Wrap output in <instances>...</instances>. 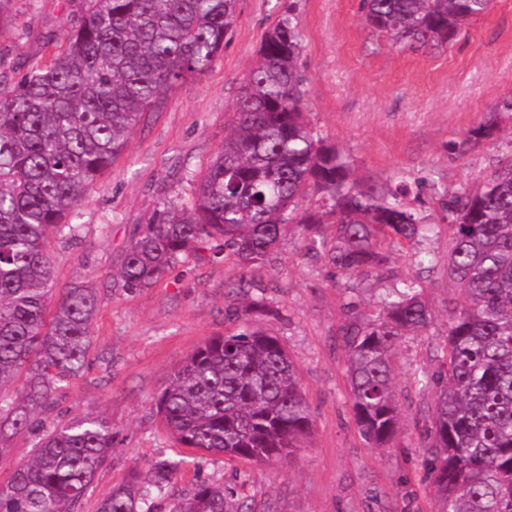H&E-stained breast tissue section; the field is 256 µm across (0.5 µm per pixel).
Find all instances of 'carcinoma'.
Segmentation results:
<instances>
[{
	"mask_svg": "<svg viewBox=\"0 0 512 512\" xmlns=\"http://www.w3.org/2000/svg\"><path fill=\"white\" fill-rule=\"evenodd\" d=\"M492 0H361L367 28L409 45L447 46ZM236 0H88L47 61L0 88V458L36 415L83 372L98 291L74 285L53 297L52 236L73 237L78 206L129 144L165 92L203 75L224 49ZM301 36L291 20L270 28L244 81L219 154L193 201L165 200L140 226L119 279L147 288L191 250L216 243L241 269L274 259L294 227L336 274L378 277L384 247L435 231L408 202L421 185L358 178L350 158L309 123L302 106ZM512 125V97L458 146L493 140ZM321 205L304 207L308 193ZM448 307L423 469L436 512H512V151L477 186L443 194ZM343 304L339 336L357 430L372 448L399 427L394 360L405 336L428 335L432 313L413 276L381 296L368 318ZM22 391H9L18 377ZM182 447L270 466L305 447L313 419L298 366L278 337L251 321L194 349L157 398ZM35 456L0 483V512H79L112 453V424L84 414L36 432ZM183 456L155 460L150 478L118 485L96 512H162ZM235 489L202 479L170 512H226Z\"/></svg>",
	"mask_w": 512,
	"mask_h": 512,
	"instance_id": "1",
	"label": "carcinoma"
}]
</instances>
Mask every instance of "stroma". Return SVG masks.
Instances as JSON below:
<instances>
[{
	"label": "stroma",
	"mask_w": 512,
	"mask_h": 512,
	"mask_svg": "<svg viewBox=\"0 0 512 512\" xmlns=\"http://www.w3.org/2000/svg\"><path fill=\"white\" fill-rule=\"evenodd\" d=\"M360 0H237L223 51L197 79L168 90L160 109L137 126L128 148L81 203L73 239H52L55 287L88 281L99 291L89 364L59 393L46 424L100 414L112 424V458L85 497L82 512L130 474L147 480L156 458L177 452L155 400L181 361L207 338L233 331L245 302L239 277L264 288L271 310L258 316L295 358L313 412L306 448L292 461L260 468L207 454L187 464L176 490L197 478L235 488L252 512H434L422 459L434 392L415 379L436 372L446 308L458 301L446 270L450 235L438 221L441 191L476 185L512 151V136L456 150L468 128L512 95V0L444 50L389 44L364 24ZM86 0H7L0 8V76H17L44 59L47 39L62 40ZM288 18L302 37L303 107L314 128L353 162L358 176L381 183L422 181L417 209L437 220L420 244L392 250L380 277L337 278L295 233L282 238L273 267L241 273L208 250L189 255L148 288H122L118 272L137 228L162 199L190 204L195 176L224 144L225 122L265 32ZM432 263L418 269V257ZM421 273L434 314L428 335L404 337L396 359L400 430L393 445L360 437L349 397L346 355L336 334L341 305L355 297L359 316L379 295Z\"/></svg>",
	"instance_id": "obj_1"
}]
</instances>
